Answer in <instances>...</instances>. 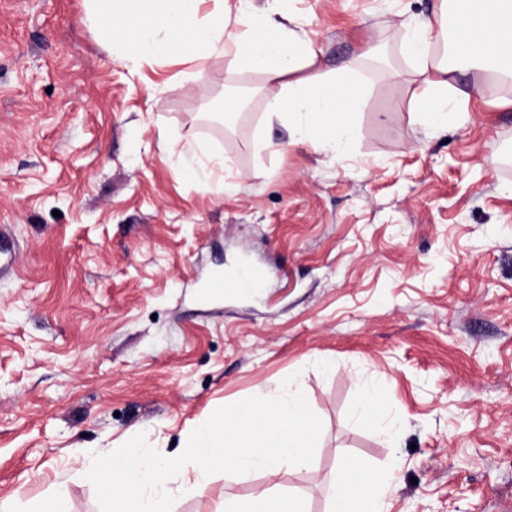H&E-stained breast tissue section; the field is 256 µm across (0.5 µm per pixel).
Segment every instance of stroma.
<instances>
[{
    "label": "stroma",
    "mask_w": 512,
    "mask_h": 512,
    "mask_svg": "<svg viewBox=\"0 0 512 512\" xmlns=\"http://www.w3.org/2000/svg\"><path fill=\"white\" fill-rule=\"evenodd\" d=\"M438 6L279 0L312 73L363 82L338 159L268 118L270 87L233 56L137 65L84 0H0V502L97 512L86 455L141 432L177 456L292 374L322 421L313 466L188 494L183 470L172 512L264 487L331 512L349 460L394 470L384 512L512 498V83L451 73L467 113L421 123L400 40ZM245 264L261 287L210 291ZM371 384L392 438L354 417Z\"/></svg>",
    "instance_id": "1"
}]
</instances>
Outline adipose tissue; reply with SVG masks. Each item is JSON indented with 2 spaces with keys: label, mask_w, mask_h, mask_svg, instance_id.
<instances>
[{
  "label": "adipose tissue",
  "mask_w": 512,
  "mask_h": 512,
  "mask_svg": "<svg viewBox=\"0 0 512 512\" xmlns=\"http://www.w3.org/2000/svg\"><path fill=\"white\" fill-rule=\"evenodd\" d=\"M202 0H85L88 17L100 25L104 41L121 48L136 63L164 55L201 61L233 52L243 65L259 69L276 92L267 110L279 118L301 121V137L317 151L343 154L350 139L347 108L358 104L357 82L327 73L309 74L317 59L311 42L272 15L241 13V30L226 34L224 0L200 13ZM455 23L448 47H440L436 20L427 18L409 31L402 47L413 57L419 81L416 112L423 123L447 128L464 113L470 95L449 84V62L484 67L512 77V0H449ZM388 478L353 463L334 480V502L341 512H382L380 494Z\"/></svg>",
  "instance_id": "obj_1"
}]
</instances>
